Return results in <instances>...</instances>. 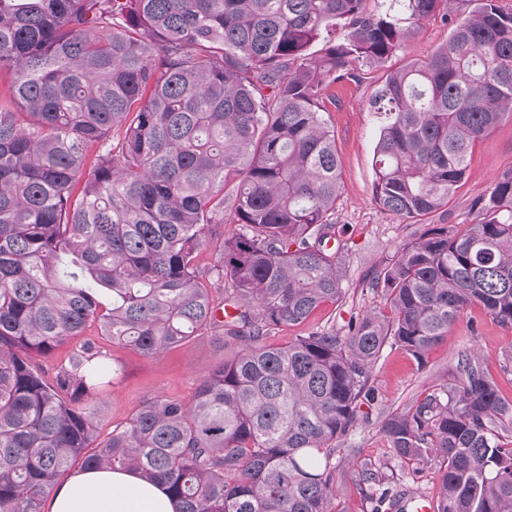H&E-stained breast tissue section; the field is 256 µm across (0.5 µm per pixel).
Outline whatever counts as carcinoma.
<instances>
[{
    "instance_id": "cac0c4a2",
    "label": "carcinoma",
    "mask_w": 512,
    "mask_h": 512,
    "mask_svg": "<svg viewBox=\"0 0 512 512\" xmlns=\"http://www.w3.org/2000/svg\"><path fill=\"white\" fill-rule=\"evenodd\" d=\"M366 2L0 0V512H40L77 460L161 484L176 512H334L336 441L377 400L383 349L423 365L473 305L512 327L511 169L477 222L436 224L375 273L384 308L267 343L343 292L326 91L448 17L447 0ZM371 107L374 202L405 220L448 207L477 143L512 119V12L473 0ZM89 324L145 355L204 333L241 350L189 404L151 400L100 440L86 399L117 373L108 352L83 341L41 363ZM458 368L381 430L412 477L438 467L435 512H512V400L479 358ZM358 485L374 512L418 495L370 468Z\"/></svg>"
}]
</instances>
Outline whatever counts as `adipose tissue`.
<instances>
[{"label":"adipose tissue","mask_w":512,"mask_h":512,"mask_svg":"<svg viewBox=\"0 0 512 512\" xmlns=\"http://www.w3.org/2000/svg\"><path fill=\"white\" fill-rule=\"evenodd\" d=\"M160 484L120 469H79L47 497L44 512H175Z\"/></svg>","instance_id":"1"}]
</instances>
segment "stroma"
Listing matches in <instances>:
<instances>
[{
	"instance_id": "stroma-1",
	"label": "stroma",
	"mask_w": 512,
	"mask_h": 512,
	"mask_svg": "<svg viewBox=\"0 0 512 512\" xmlns=\"http://www.w3.org/2000/svg\"><path fill=\"white\" fill-rule=\"evenodd\" d=\"M450 29V24L439 18L420 24L404 49L392 58V66L432 54L445 43ZM382 75L381 69L365 67L359 80L339 82L328 90L331 104L327 118L335 132L341 174L336 232L348 244L343 255L344 297L341 302L321 307L303 324L284 327L273 336V344L288 343L317 328L343 327L352 316L382 307V292L370 286L374 273L396 256L404 241L424 230L423 225L381 210L373 200L374 151L380 121L370 108V98ZM510 168L512 120H505L477 145L466 180L447 209L433 216V223H474L475 201L487 195ZM111 353L120 372L88 401L102 437L124 425L153 398L189 403L204 366L231 359L237 348L218 346L210 336L203 335L158 356L121 346L112 347ZM465 353L479 355L504 395L512 399V327L498 324L479 306L464 311L449 328L447 338L431 350L426 364H418L398 349L383 350L372 377L379 402L368 418L354 426L336 453L339 468L335 503L339 512H371L369 501L353 479L361 467L378 469L386 477V486L405 483L407 472L393 461L381 423L391 414L405 411L427 388L437 384L455 386L459 379L457 363Z\"/></svg>"
}]
</instances>
